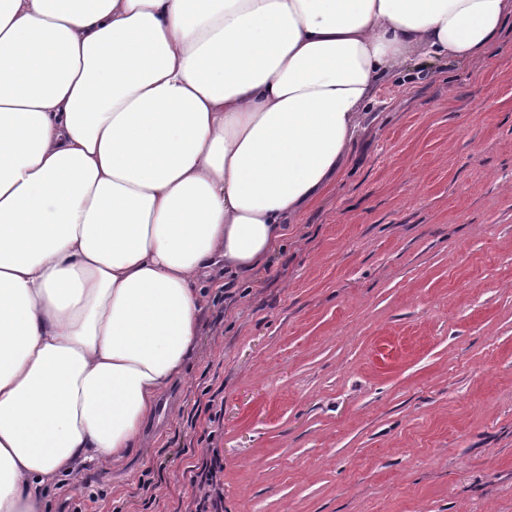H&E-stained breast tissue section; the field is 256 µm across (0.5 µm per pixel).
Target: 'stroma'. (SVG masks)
<instances>
[{
    "label": "stroma",
    "instance_id": "stroma-1",
    "mask_svg": "<svg viewBox=\"0 0 512 512\" xmlns=\"http://www.w3.org/2000/svg\"><path fill=\"white\" fill-rule=\"evenodd\" d=\"M189 368L126 460L43 512H512V30L382 83L335 186L257 271L216 269ZM199 472L191 477V485L194 488V510L189 512H223L224 511V486L221 482L222 466L217 458L212 455L210 461L203 460Z\"/></svg>",
    "mask_w": 512,
    "mask_h": 512
}]
</instances>
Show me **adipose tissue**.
I'll list each match as a JSON object with an SVG mask.
<instances>
[{"mask_svg":"<svg viewBox=\"0 0 512 512\" xmlns=\"http://www.w3.org/2000/svg\"><path fill=\"white\" fill-rule=\"evenodd\" d=\"M512 0H0V512L122 462L216 268L260 269L383 81Z\"/></svg>","mask_w":512,"mask_h":512,"instance_id":"adipose-tissue-1","label":"adipose tissue"}]
</instances>
